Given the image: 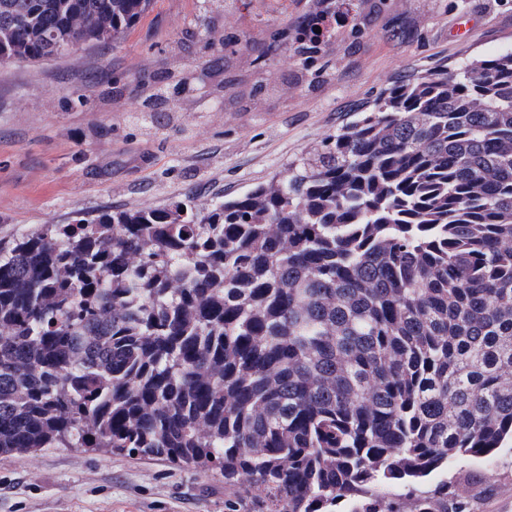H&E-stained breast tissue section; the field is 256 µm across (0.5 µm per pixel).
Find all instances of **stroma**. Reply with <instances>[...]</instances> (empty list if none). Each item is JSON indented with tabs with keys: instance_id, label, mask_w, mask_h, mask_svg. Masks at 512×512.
<instances>
[{
	"instance_id": "stroma-1",
	"label": "stroma",
	"mask_w": 512,
	"mask_h": 512,
	"mask_svg": "<svg viewBox=\"0 0 512 512\" xmlns=\"http://www.w3.org/2000/svg\"><path fill=\"white\" fill-rule=\"evenodd\" d=\"M341 10L311 56L274 42ZM512 49V0H154L118 43L0 64V239L75 213L208 204L284 173L391 82ZM449 499L512 512V446L452 460ZM226 484L161 457L0 456V512H225Z\"/></svg>"
}]
</instances>
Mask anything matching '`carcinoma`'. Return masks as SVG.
Masks as SVG:
<instances>
[{"label": "carcinoma", "instance_id": "1", "mask_svg": "<svg viewBox=\"0 0 512 512\" xmlns=\"http://www.w3.org/2000/svg\"><path fill=\"white\" fill-rule=\"evenodd\" d=\"M0 0V62L151 0ZM512 440V50L400 79L288 173L0 242V456L110 448L258 512H448Z\"/></svg>", "mask_w": 512, "mask_h": 512}]
</instances>
